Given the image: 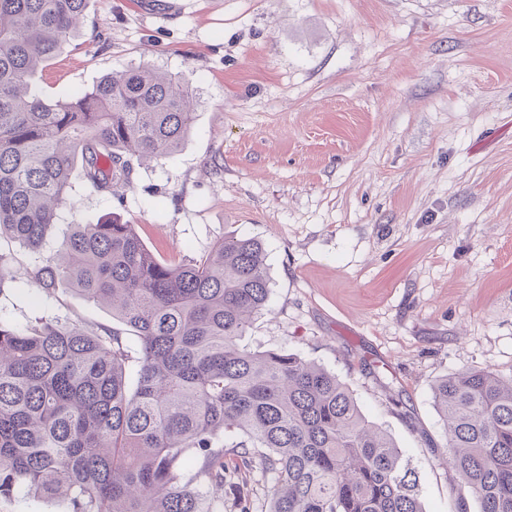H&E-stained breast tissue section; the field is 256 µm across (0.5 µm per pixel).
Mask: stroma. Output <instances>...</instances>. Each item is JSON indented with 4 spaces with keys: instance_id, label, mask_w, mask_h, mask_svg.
Listing matches in <instances>:
<instances>
[{
    "instance_id": "obj_1",
    "label": "stroma",
    "mask_w": 512,
    "mask_h": 512,
    "mask_svg": "<svg viewBox=\"0 0 512 512\" xmlns=\"http://www.w3.org/2000/svg\"><path fill=\"white\" fill-rule=\"evenodd\" d=\"M36 81L63 98L130 66L200 98L180 152L123 195L77 187L51 229L114 219L179 262L227 236L265 248L271 294L248 350H285L347 385L418 472L424 512L478 505L439 456L440 378L512 376V0H91ZM0 319L107 308L40 288L28 250Z\"/></svg>"
}]
</instances>
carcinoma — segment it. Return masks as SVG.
Instances as JSON below:
<instances>
[{
    "mask_svg": "<svg viewBox=\"0 0 512 512\" xmlns=\"http://www.w3.org/2000/svg\"><path fill=\"white\" fill-rule=\"evenodd\" d=\"M88 2L0 0V239L40 254L41 288L66 284L119 327L0 321V498L217 512L226 487L246 498L224 458L247 467L259 450L267 512H424L412 460L335 374L238 347L271 292L259 239L226 237L176 264L112 220L72 224L42 254L74 173L94 192L128 187L134 165L181 149L198 99L147 66L64 101L38 89L35 74L81 36ZM433 397L454 480L478 512H512V377L463 369Z\"/></svg>",
    "mask_w": 512,
    "mask_h": 512,
    "instance_id": "1",
    "label": "carcinoma"
}]
</instances>
